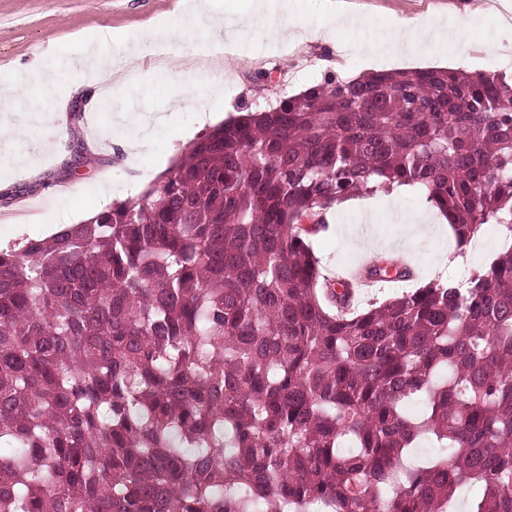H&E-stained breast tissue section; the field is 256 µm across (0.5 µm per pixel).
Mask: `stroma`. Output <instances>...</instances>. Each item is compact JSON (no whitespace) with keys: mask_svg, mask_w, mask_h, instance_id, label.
<instances>
[{"mask_svg":"<svg viewBox=\"0 0 512 512\" xmlns=\"http://www.w3.org/2000/svg\"><path fill=\"white\" fill-rule=\"evenodd\" d=\"M198 0H0V82L20 80L24 91L0 126L17 129L0 139V244L43 238L50 230L80 222L115 201L137 196L157 182L185 145L208 131L203 113L235 116L243 103H262L274 95L298 93L324 74L349 77L361 72L433 66L499 71L512 78V0H288L280 22L286 38L270 33L261 20L242 27L251 0H214L229 21L225 34L200 28L192 39L180 37ZM348 24H336L337 14ZM473 15L461 45L435 55L429 44L445 34L454 14ZM411 24L421 50L386 57L376 42L393 28ZM166 28L170 51L155 59L147 37ZM121 32L122 43L109 41ZM108 58L117 79L111 91L95 92L92 71L82 61L88 39ZM232 54L217 59L221 39ZM57 69L52 86L30 70L33 63ZM271 73L274 90L262 89L257 72ZM100 110L86 120L91 96ZM128 112L144 127L128 135L138 149L123 153L112 130ZM435 209L416 192L389 201L387 193L353 199L332 213L328 230L313 239L326 272L359 265L364 255L349 245L365 237L376 252H400L419 276L467 279L501 245L495 226H485L461 260L437 267L441 254L457 250L441 234L426 243H402V220Z\"/></svg>","mask_w":512,"mask_h":512,"instance_id":"35a3bbf8","label":"stroma"}]
</instances>
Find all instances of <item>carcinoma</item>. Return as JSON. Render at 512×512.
Returning a JSON list of instances; mask_svg holds the SVG:
<instances>
[{"label": "carcinoma", "instance_id": "obj_1", "mask_svg": "<svg viewBox=\"0 0 512 512\" xmlns=\"http://www.w3.org/2000/svg\"><path fill=\"white\" fill-rule=\"evenodd\" d=\"M407 185L466 282L360 310L310 238ZM380 255L362 278L410 281ZM441 452L407 457L420 438ZM512 512V80L331 75L246 106L138 197L0 246V512Z\"/></svg>", "mask_w": 512, "mask_h": 512}]
</instances>
